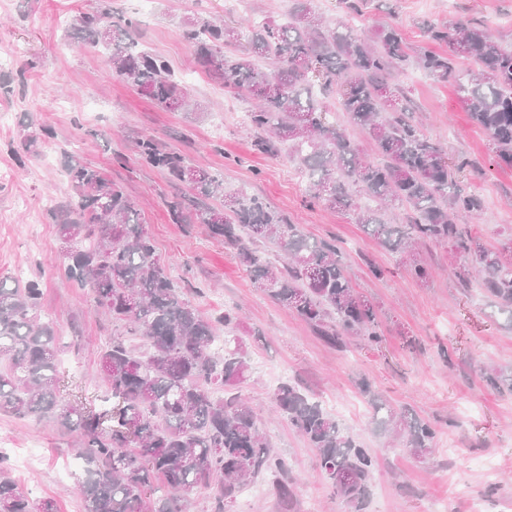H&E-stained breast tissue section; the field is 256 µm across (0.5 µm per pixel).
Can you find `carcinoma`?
Listing matches in <instances>:
<instances>
[{
	"label": "carcinoma",
	"instance_id": "cac0c4a2",
	"mask_svg": "<svg viewBox=\"0 0 512 512\" xmlns=\"http://www.w3.org/2000/svg\"><path fill=\"white\" fill-rule=\"evenodd\" d=\"M295 2L288 24L254 26L247 52L235 58L224 56V45L240 39L235 27L203 21L186 28L184 37L208 73L256 100L248 112L255 145L274 155L279 144H289L315 199L333 209H353L367 235L402 256H410L418 240L454 243L481 275L485 291L512 314V243L490 251L464 235L457 218L483 209L481 199L459 185L464 161L449 158L406 117L402 91L391 83L405 61L400 30L383 25L373 40L354 34L344 22L325 30L312 0ZM136 27L132 17L112 21L108 0L71 25L75 38L103 47L113 76L154 104L165 110L189 105L187 88L167 62L130 38ZM430 40L450 44L452 55L425 51L418 67L459 86L497 161L512 166V48L503 47L485 27L461 21L431 28ZM457 56L471 58L479 73L457 70ZM258 58L271 61L273 71H261ZM316 86L336 94L348 120L375 142L382 162L363 160L341 128L326 122L323 106L312 95ZM50 138L48 127L27 133L23 150L31 152ZM136 155L174 182H186L188 171L197 169L198 178L188 184V202L172 203L170 217L182 223L185 211L193 209L196 222L206 225L212 237L236 247L254 287L297 312L333 344L343 332L368 345L379 342L374 307L353 288L339 247L308 238L300 225L242 192L225 195L220 208L200 203L223 191L222 175L193 166L151 137L136 142ZM66 179L71 194L55 214L69 259L64 277L76 288L90 289L96 306L125 327L99 351L103 381L116 403L97 414L77 397L63 400L56 330L40 316V283L0 279V409L18 418L49 414L60 426L83 431L78 487L85 512H179L174 499L155 496L154 476L173 491L216 482L214 512H226L235 491L260 471L286 470L260 433L252 403L238 393L217 396L241 382L248 369L242 346L231 336L236 317L231 312L207 317L184 298L122 185L79 161L68 163ZM352 186L387 206L407 203L409 223L389 224L379 210L356 204ZM258 242L282 252L285 262L262 258ZM221 330L224 351L219 353L212 346ZM132 336L145 338L149 351L132 344ZM271 402L317 450L333 492L358 512L374 456L295 384L280 382ZM381 410L377 406L374 415L378 425L396 418L407 430L408 447L416 452L431 448L434 429L428 423L390 409L381 416ZM0 512L57 508L51 500L34 503L18 490L7 457L0 455Z\"/></svg>",
	"mask_w": 512,
	"mask_h": 512
}]
</instances>
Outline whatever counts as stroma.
<instances>
[{
  "label": "stroma",
  "mask_w": 512,
  "mask_h": 512,
  "mask_svg": "<svg viewBox=\"0 0 512 512\" xmlns=\"http://www.w3.org/2000/svg\"><path fill=\"white\" fill-rule=\"evenodd\" d=\"M313 0L325 26L352 20L359 35L375 38L392 23L408 57L397 78L410 97L413 118L449 158L464 161L461 186L477 194L483 214L467 218L476 242L497 250L512 238V167L498 163L483 131L462 103L456 83L440 82L417 68L431 43V27L449 21L484 23L512 47V0ZM97 0H0V277L26 274L43 290L42 317L59 329L58 359L70 394L102 412L105 387L98 352L119 328L87 291L63 277L67 263L57 237L53 202L69 193L64 170L71 160L105 170L140 211L158 257L207 316L234 312V329L248 371L238 392L259 408V426L279 457L291 499H282L274 475L252 481L253 496L237 494L228 512H353L330 488L315 449L272 409L279 381L297 383L341 428L376 457L362 512H512V391L494 387L487 374L512 367V324L497 310L477 275L458 277L467 259L454 246L420 243L406 262L369 238L348 212L311 198L298 161L288 151L259 152L247 122L250 98L209 76L183 37L188 21L218 20L248 26L288 19L291 0H112L113 18L133 16L144 47L165 58L199 109L166 111L131 85L108 77L99 48L70 35L69 25ZM50 127L40 154L18 162L21 133ZM154 138L191 162L224 175V191L261 198L317 241L336 244L355 290L370 300L381 340L327 343L295 311L253 288L233 247L212 238L205 225L172 223L169 202L187 193L155 168L141 165L136 142ZM50 163H43L44 153ZM433 272L418 279L412 263ZM380 276H373V269ZM409 411L435 431L431 449L414 454L399 427L381 430L375 400ZM79 433L50 422L0 410V454L18 489L39 502L55 500L59 512H84L70 471Z\"/></svg>",
  "instance_id": "stroma-1"
}]
</instances>
